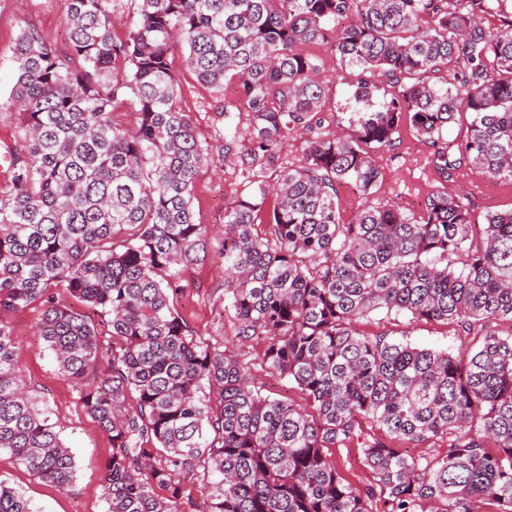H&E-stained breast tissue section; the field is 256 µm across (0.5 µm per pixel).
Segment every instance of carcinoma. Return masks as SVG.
Listing matches in <instances>:
<instances>
[{
    "mask_svg": "<svg viewBox=\"0 0 512 512\" xmlns=\"http://www.w3.org/2000/svg\"><path fill=\"white\" fill-rule=\"evenodd\" d=\"M116 2L62 0L64 56L33 29L19 34L11 100L24 135L8 148L12 192L0 198V310L44 306L38 332L111 445L107 512H473L476 500L512 512V331L499 329L512 324V209L477 224L442 187L415 212L368 202L340 216L341 187L374 194L376 155L398 145L404 121L433 147L441 181L470 165L512 181V0H136L123 38ZM177 42L200 83L235 89L217 149L182 106ZM319 46L350 77L344 135L327 131L339 115L310 52ZM127 104L132 129L114 119ZM463 113L453 150L443 136ZM294 135L306 139L291 162L282 149ZM226 162L243 190L224 204V301L240 338L269 340L267 367L309 411L261 395L241 360L174 308L175 267L210 250L196 180ZM60 285L110 340L52 301ZM376 310L444 322L473 346L357 332ZM445 436L434 458L400 448ZM348 440L373 476L363 491L331 458ZM2 451L40 480L73 484L75 456L0 323ZM188 481L203 487L198 509L183 501ZM0 512L35 510L0 481ZM50 295L52 296V299L55 303L76 309L82 312L84 315L90 317L98 326L99 331L102 333V339L107 340L109 338V328L106 324L101 323L100 317L97 315L96 311L89 308L82 301L72 297L67 288H52L50 290Z\"/></svg>",
    "mask_w": 512,
    "mask_h": 512,
    "instance_id": "cac0c4a2",
    "label": "carcinoma"
}]
</instances>
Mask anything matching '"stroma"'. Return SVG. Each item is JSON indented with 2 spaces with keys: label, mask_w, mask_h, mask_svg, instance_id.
<instances>
[{
  "label": "stroma",
  "mask_w": 512,
  "mask_h": 512,
  "mask_svg": "<svg viewBox=\"0 0 512 512\" xmlns=\"http://www.w3.org/2000/svg\"><path fill=\"white\" fill-rule=\"evenodd\" d=\"M69 27L61 0H0V147L15 144L21 137L19 116L6 106L13 85L12 56L17 36L22 29H35L62 54L67 50ZM170 61L180 79L183 105L193 116L199 138L217 144L224 117L214 91L198 83L186 64L183 46L173 49ZM431 152V146L418 141L410 127H403L399 145L377 155L383 179L376 199L408 211L417 210L423 197L443 184L430 164ZM236 184L232 170L204 169L193 190L197 223L211 227L223 224L224 203ZM444 185L450 193L468 196L479 223L487 213L512 207V182L488 178L471 166L457 171ZM180 278L183 288L175 295L174 305L198 337L207 343H226L247 364L262 395L307 407L308 401L296 384L270 373L264 358V338L239 340L238 322L224 302V266L217 256L182 268ZM43 311L38 303L21 310H0V323L17 337L27 384L47 403L52 421L75 455L74 484L63 490L38 480L5 452L0 454V480L28 499L35 512H106L102 485L111 446L87 414L78 389L60 374L54 353L39 335L37 325ZM356 328L365 335L385 332L434 350H454L460 345L454 326L416 321L405 314L373 312L360 318Z\"/></svg>",
  "instance_id": "obj_1"
}]
</instances>
